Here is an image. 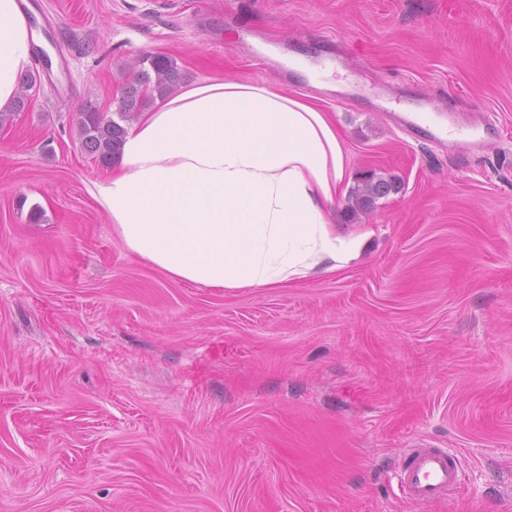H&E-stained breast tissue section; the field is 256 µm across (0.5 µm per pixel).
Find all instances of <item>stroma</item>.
<instances>
[{"label":"stroma","mask_w":512,"mask_h":512,"mask_svg":"<svg viewBox=\"0 0 512 512\" xmlns=\"http://www.w3.org/2000/svg\"><path fill=\"white\" fill-rule=\"evenodd\" d=\"M70 61L0 127V512H512V0H44ZM171 57L318 99L361 256L279 288H203L130 254L76 128ZM335 60L330 83L279 66ZM487 127L463 153L398 118ZM456 455L436 503L404 449ZM396 190L397 185L392 181L378 178L373 173L363 174L350 194L348 213L351 217L356 218L369 211L376 199ZM400 486L416 505L439 501L460 482L459 469L448 452L433 448H407L398 472Z\"/></svg>","instance_id":"1"}]
</instances>
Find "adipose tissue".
I'll return each mask as SVG.
<instances>
[{
	"instance_id": "ef3b65f1",
	"label": "adipose tissue",
	"mask_w": 512,
	"mask_h": 512,
	"mask_svg": "<svg viewBox=\"0 0 512 512\" xmlns=\"http://www.w3.org/2000/svg\"><path fill=\"white\" fill-rule=\"evenodd\" d=\"M17 0H0V112L30 62ZM350 159L309 97L235 78L195 82L126 129L96 196L125 249L204 288L279 287L331 274L368 235H337Z\"/></svg>"
}]
</instances>
